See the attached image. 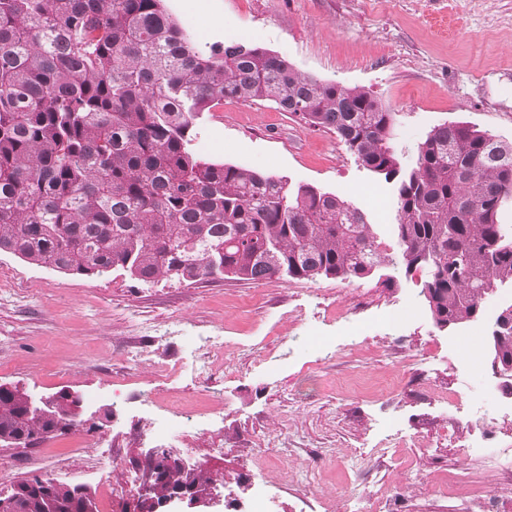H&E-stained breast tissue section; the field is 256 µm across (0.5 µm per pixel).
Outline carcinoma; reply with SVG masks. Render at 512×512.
Here are the masks:
<instances>
[{"mask_svg": "<svg viewBox=\"0 0 512 512\" xmlns=\"http://www.w3.org/2000/svg\"><path fill=\"white\" fill-rule=\"evenodd\" d=\"M165 0H0V251L88 277L144 283L225 278H366L383 264L420 274L440 331L476 321L512 288V144L469 126L433 128L402 164L396 113L359 87L304 75L247 43L210 51ZM269 101L333 130L363 169L393 184L390 248L365 212L312 185L194 150L195 120L224 100ZM484 356L512 375V304ZM0 387V446L61 431ZM206 494L208 479L163 466L152 499ZM5 512H81L75 487L22 480Z\"/></svg>", "mask_w": 512, "mask_h": 512, "instance_id": "carcinoma-1", "label": "carcinoma"}]
</instances>
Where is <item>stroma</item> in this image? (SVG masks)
<instances>
[{"mask_svg":"<svg viewBox=\"0 0 512 512\" xmlns=\"http://www.w3.org/2000/svg\"><path fill=\"white\" fill-rule=\"evenodd\" d=\"M203 49L252 43L316 79L369 91L398 114L410 163L436 126L464 123L512 144V0H165ZM195 149L219 163L310 184L360 207L392 242L393 188L357 166L335 132L273 104L225 101L197 120ZM177 337L153 343L158 326ZM219 337L200 378L190 353ZM465 330H438L417 278L144 284L88 278L0 252V384L40 397L109 393L112 429L86 425L41 443L54 480L86 482L72 447L96 442L97 512H125L152 451L201 471L220 512H374L389 487L399 512H459L434 488L448 472L480 484L467 452L491 423L490 452L512 448L487 361ZM172 368L161 377L157 365ZM174 417L151 436L150 417ZM121 495L105 504L102 483ZM262 488L263 505L252 494Z\"/></svg>","mask_w":512,"mask_h":512,"instance_id":"obj_1","label":"stroma"}]
</instances>
